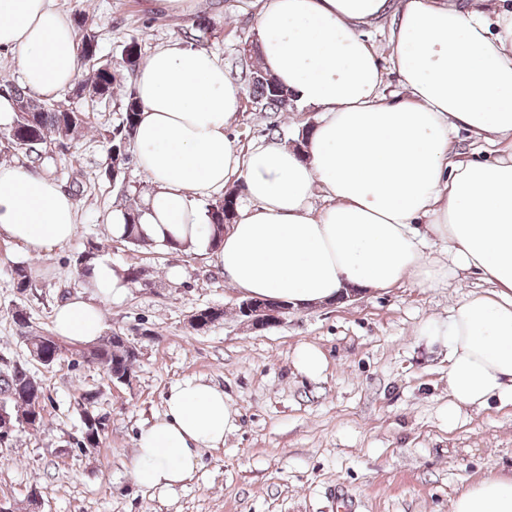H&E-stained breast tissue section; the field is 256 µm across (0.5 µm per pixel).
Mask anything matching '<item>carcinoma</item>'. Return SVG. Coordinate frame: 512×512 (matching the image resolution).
Segmentation results:
<instances>
[{
  "label": "carcinoma",
  "instance_id": "carcinoma-1",
  "mask_svg": "<svg viewBox=\"0 0 512 512\" xmlns=\"http://www.w3.org/2000/svg\"><path fill=\"white\" fill-rule=\"evenodd\" d=\"M74 24L80 31L78 48L97 50L96 36L86 29V21L82 14H74ZM139 44L137 38H131L123 47L120 61L113 64H103L93 70L92 77L87 81L78 82L73 88V94L78 97L100 95L110 97L114 93L119 77V68L135 71L139 65ZM0 94L10 98L16 107L12 123L0 126V146L6 151L21 153L34 169H41L49 154L59 144L67 145L79 140L87 127V116L84 112L66 109L59 104L47 103L32 98L25 88L16 85L0 83ZM249 95L253 103L263 112H280L290 105L291 94L280 87L268 74L259 69L250 72ZM139 103L135 92L125 96L124 113L120 128L108 135L109 163L107 170L116 171L126 161V144L133 141ZM241 185L215 198L210 204L208 213L212 224V242H222L226 208H238ZM95 260L94 247L90 246L78 254L75 260L78 280H84L91 274ZM16 288L24 292L30 287L32 269L25 264H17L11 270ZM198 318L202 320L200 330L224 318V310L219 308H202L197 310ZM95 349L94 356L107 377H112V364H123L124 349L122 344L112 336H107L98 343L91 344ZM0 405L6 406L24 415L35 413L37 423L31 430L38 431L45 426V394L41 380L35 377L28 363H16L4 369L0 368ZM106 418H101L98 424H88L82 421L83 434L76 442L79 452L88 447L90 436L101 439L104 434L102 426Z\"/></svg>",
  "mask_w": 512,
  "mask_h": 512
}]
</instances>
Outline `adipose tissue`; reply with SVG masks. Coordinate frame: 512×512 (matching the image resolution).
Instances as JSON below:
<instances>
[{"label": "adipose tissue", "instance_id": "obj_1", "mask_svg": "<svg viewBox=\"0 0 512 512\" xmlns=\"http://www.w3.org/2000/svg\"><path fill=\"white\" fill-rule=\"evenodd\" d=\"M262 69L320 114L304 154L281 143L243 151L228 130L245 91L213 52L179 42L155 49L138 69L137 166L150 181L138 229L150 243L176 241L222 269L245 298L293 308L336 300L347 289L409 281L441 288L473 271L492 291L454 307L446 330L449 419L490 401L512 405V6L502 0H257ZM397 11L386 45L364 26ZM0 51L18 52L19 78L41 99L71 87L80 61L74 32L52 0H0ZM410 91L382 93L385 69ZM466 130L490 160L450 151ZM248 201L221 246L212 247L200 197L230 178ZM76 203L55 180L0 162V235L33 256L64 248ZM446 241L449 263L426 252ZM130 287L97 262L80 297L58 305L55 335L96 342L104 330L92 296ZM162 417L136 436L138 486L168 490L221 447L235 426L230 397L193 377L176 383ZM450 512H512V477L481 480Z\"/></svg>", "mask_w": 512, "mask_h": 512}]
</instances>
